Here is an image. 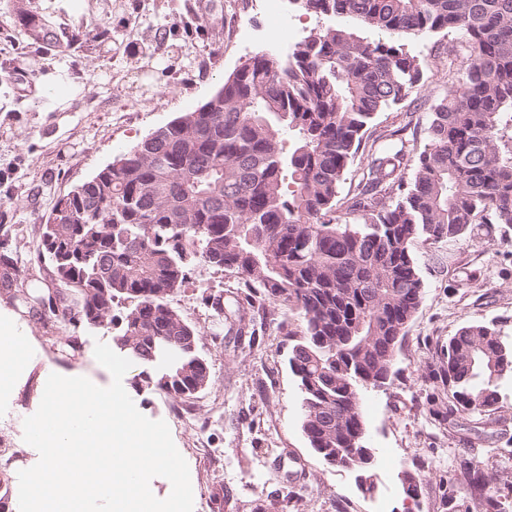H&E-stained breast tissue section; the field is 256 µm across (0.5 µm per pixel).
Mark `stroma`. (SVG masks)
Instances as JSON below:
<instances>
[{
  "label": "stroma",
  "instance_id": "obj_1",
  "mask_svg": "<svg viewBox=\"0 0 512 512\" xmlns=\"http://www.w3.org/2000/svg\"><path fill=\"white\" fill-rule=\"evenodd\" d=\"M14 0H0V236L23 261L14 277L41 287L45 265L37 259L42 226L54 203L117 160L159 127L202 105L235 69L267 52L287 63L282 46L255 0H113L106 22L114 45L100 57L80 49L21 41ZM457 34L406 35V49L426 56L420 86L400 104L379 113L372 131H400L407 148L429 144V107L462 75L463 57L448 53ZM499 232L425 244L415 250L424 297L398 351L388 386L364 399L368 447L374 448L373 487L357 471L326 465L301 428V393L288 368L290 334L298 316L267 304L255 337L217 324L202 294L225 307L244 301L233 274L207 265L172 296V305L199 331L198 348L210 365L206 389L185 400L190 423H171L176 401L140 391L131 366L123 386L137 409L170 422L186 460L193 512H448V480L456 456L479 462L492 477L502 512H512V380L499 384L505 432L484 441L465 433L449 437L429 413L440 369L441 347L467 324L498 322L512 338V257ZM0 302L15 308L30 331L13 391L0 398V434L27 460L36 453L23 440V420L39 407L50 374L83 376L106 387L109 371L94 357L100 331L79 333L28 312L0 287ZM420 478L417 499L406 498L402 473Z\"/></svg>",
  "mask_w": 512,
  "mask_h": 512
}]
</instances>
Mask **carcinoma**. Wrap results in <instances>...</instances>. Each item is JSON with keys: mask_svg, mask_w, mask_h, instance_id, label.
<instances>
[{"mask_svg": "<svg viewBox=\"0 0 512 512\" xmlns=\"http://www.w3.org/2000/svg\"><path fill=\"white\" fill-rule=\"evenodd\" d=\"M330 24L296 43L288 65L258 56L230 74L209 110L183 112L62 197L38 255L53 287L23 305L74 330L98 329L142 367L135 384L190 397L210 382L199 331L169 303L201 263L236 275L250 307L279 302L301 318L288 366L301 392V427L329 466L361 471L364 394L387 385L423 300L414 249L475 232L512 230V0H301ZM24 38L54 43L45 10L14 3ZM390 34L371 38L332 20ZM89 18L73 42L112 44ZM456 33L465 52L458 88L431 106L430 144L375 150L337 216L350 163L377 114L407 99L426 60L396 35ZM414 162L411 180L403 172ZM216 316L245 321L202 295ZM126 350H121V347ZM512 379V340L497 323L462 326L448 339L435 399L448 436L493 438L498 383ZM448 512H500L476 462L459 459Z\"/></svg>", "mask_w": 512, "mask_h": 512, "instance_id": "1", "label": "carcinoma"}]
</instances>
